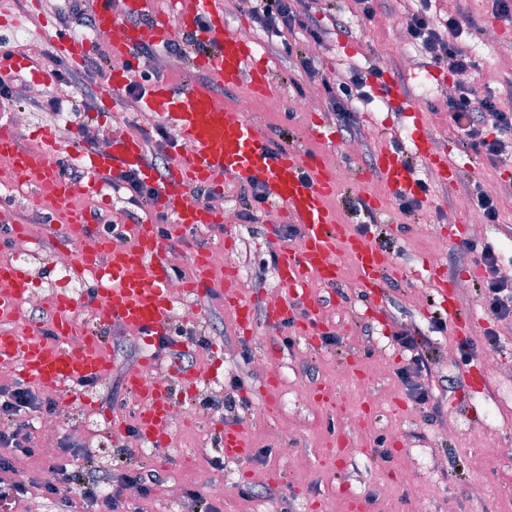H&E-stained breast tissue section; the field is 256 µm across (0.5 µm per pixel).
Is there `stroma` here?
I'll return each mask as SVG.
<instances>
[{
  "instance_id": "35a3bbf8",
  "label": "stroma",
  "mask_w": 512,
  "mask_h": 512,
  "mask_svg": "<svg viewBox=\"0 0 512 512\" xmlns=\"http://www.w3.org/2000/svg\"><path fill=\"white\" fill-rule=\"evenodd\" d=\"M58 5V0L36 5L11 0L20 21H1L0 40L19 50V24L30 38L39 39L43 25L59 24ZM336 7L350 33L333 35L327 47L319 49L322 69L332 76L351 66L374 65L383 73H398L412 91L425 92L436 109L425 112L424 128L434 146L455 162L459 177L454 185L435 179L431 167L420 161V210L403 214L391 200L384 211L368 212L364 197L380 198L385 190L372 179L363 191H355L358 173L371 168L382 144L411 149L413 128L387 113L377 98L357 113L354 132L339 131L332 143L313 137V124L330 121V113L323 107L298 111L292 103L301 96H319L317 84L305 78L301 90L289 85L288 61L256 30L249 6L236 0H226L224 26L252 29L259 58L267 60L282 87L283 106L271 110L266 99L251 96L243 87L223 91L222 96L225 105L241 108L270 141L314 153L334 169L336 193L328 205L339 223L353 229L370 225L372 245L408 271V278L388 281L375 313L368 316L360 305L357 274L346 266L338 288L311 285L320 337L309 341L287 332L271 316L270 306L281 301L274 255L285 244L282 231L290 220L282 209L257 203L256 222L239 221L237 215L245 207L240 184L225 182L224 223L187 233L186 245L166 251L162 259L179 280L193 276L191 254L199 247L208 250L216 266H235L241 272L238 293L253 309L252 329L237 325L217 288L202 296L184 294L174 307L172 330L196 345L194 355H181L138 334L126 335L117 325L103 328L108 372L77 394L53 393V423L33 419L41 453L27 460L28 470L40 471L44 453L69 437L85 444L113 477L140 469L159 474L149 502H142L135 486L123 491L127 505L145 503L147 512H188L190 490L223 512H512V320L489 312L483 290L475 286L472 262L457 259L458 242L448 234L454 225L477 247L492 244L499 256V275L512 285V200L505 203L501 223L480 229L468 212L457 208L472 177L489 191L507 192L512 162L494 169L465 149L443 110L452 76L416 43L408 45L410 64H403L395 53L398 38L391 22L404 14L399 0H389L388 8L377 11L370 23L357 16L353 0H337ZM467 8L480 28L463 33L462 44L479 64L475 89L484 95L512 80V67L503 63L512 54V23L493 14L490 0H468ZM489 27L498 30L497 43L487 41L484 31ZM12 121L20 126L17 141L23 147L39 146L40 133L47 128L59 145L71 148L83 126L89 145L101 151L109 149L113 130L151 143L161 124L155 113L131 109L124 102L106 111L98 99H86L79 87L56 84L15 104ZM1 195L10 196L11 202L5 208L6 220L0 222V259H16L32 277L30 299L14 317L13 328L27 332L46 321L45 305L56 293L74 295L81 322L93 326L87 286L74 290L60 279L59 269L71 263L72 251L57 241L44 221L52 204L32 210L28 194L0 183ZM71 204L86 211L101 232H118L128 243L146 217L145 208L129 201L123 189L104 199L79 195ZM17 224L24 232L11 236L10 228ZM434 273L453 285L463 310L477 313L478 332L447 329L448 316L430 279ZM401 328L433 353L420 377L433 391L424 405L397 376L411 357L392 338ZM487 328L497 332L496 346L486 344ZM327 336L335 337V344H324ZM149 356L157 361L151 377L165 381L171 391L172 417L163 446L145 455L138 451V404L124 378ZM178 366L207 371L216 391H206L201 382L193 387L180 384L173 374ZM300 384L310 386L309 398L297 395ZM367 388L374 397L370 403L364 399ZM115 415L124 417L129 427L114 439L107 427ZM228 425L237 428L251 448L247 460L225 458L219 433ZM285 425L291 428L286 435L280 432Z\"/></svg>"
}]
</instances>
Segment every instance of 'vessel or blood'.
I'll return each instance as SVG.
<instances>
[{
    "instance_id": "1",
    "label": "vessel or blood",
    "mask_w": 512,
    "mask_h": 512,
    "mask_svg": "<svg viewBox=\"0 0 512 512\" xmlns=\"http://www.w3.org/2000/svg\"><path fill=\"white\" fill-rule=\"evenodd\" d=\"M172 10L168 17L154 11L153 0H129L124 14L102 6L93 16L95 28L110 32L109 48L115 55H131L143 44H166L175 21L199 45L190 64L203 72V79H188L178 86L158 79L142 99L143 109L157 113L179 139L175 162L166 177H159L147 163L142 142L127 138L113 140L105 152L75 145L74 158L84 164L87 177L63 179L57 173V143L51 133H44L39 148H24L8 121L0 117V160L23 175L24 187L33 189L32 207H39L45 199L55 204L49 217L55 237L78 247L69 268L71 276L82 283H95L90 299L96 305L98 330L84 328L78 302L62 296L49 305V337L44 340L35 333L3 327V320L16 313L26 298L29 273L22 266L0 262V362L16 363L22 381L32 386L57 391L104 376L108 360L100 327L117 324L154 338L167 334L173 318V290L178 285L170 279L161 257L167 249L184 244L187 232L222 224L221 212L204 204L189 206L187 199L199 188L221 191L229 179L258 182L267 202L281 207L302 227L299 245L280 248L276 254L283 305L275 316L296 334L311 335L318 324L316 304L309 293L311 280L335 286L345 264H352L365 297L373 301L386 280L399 276L398 268L367 237L352 235L347 225L337 222L328 205L336 192V176L317 155L273 147L242 109L226 106L218 97L215 88L219 85L227 89L244 86L260 97L279 93L268 66L257 60L255 47L237 33L225 31L223 0H172ZM44 36L55 54L73 65L85 62L95 51L94 41L87 37L63 36L54 28ZM382 87L387 111L401 113L413 126H420L422 110L405 96L399 82L386 79ZM128 170L137 171L144 182L162 184L158 198L147 208L148 219L131 244L100 233L81 211L69 206L76 196L102 194L108 187L107 173ZM371 174L382 182L387 196L417 193L415 172L396 149L381 147ZM157 213L170 220L166 234L156 231L153 216ZM86 239L94 240L98 251L83 249ZM332 254L339 255V263L329 262ZM192 261L195 274L180 286L192 294L207 291L214 276L206 251L194 250ZM439 293L452 330L472 331L476 317L460 310L451 285L441 283ZM302 306L309 314L301 321L296 311ZM153 366V359H145L126 373L125 384L130 395L143 404L137 419L141 438L158 447L170 414V392L150 382ZM222 440L226 458L250 457L251 450L235 427L225 426Z\"/></svg>"
}]
</instances>
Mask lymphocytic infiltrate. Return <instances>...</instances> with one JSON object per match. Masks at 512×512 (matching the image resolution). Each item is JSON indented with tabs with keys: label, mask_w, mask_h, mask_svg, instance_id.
Segmentation results:
<instances>
[{
	"label": "lymphocytic infiltrate",
	"mask_w": 512,
	"mask_h": 512,
	"mask_svg": "<svg viewBox=\"0 0 512 512\" xmlns=\"http://www.w3.org/2000/svg\"><path fill=\"white\" fill-rule=\"evenodd\" d=\"M252 16L265 32L271 49L292 58L294 68L306 76H320L329 101V110L337 124L351 129L357 104L371 100L370 79L380 78L376 67L354 72L349 80L337 82L321 76L317 58L300 51L303 43L323 44L330 29H342L336 17L335 0H252ZM332 18L325 26L324 18ZM410 35L430 54L432 61L445 67L455 79V94L450 97L447 112L450 124L463 131V142L482 161L491 166L502 165L506 147L512 141V109L505 108L503 99H512V82L502 87L500 94L478 95L473 83L478 65L471 55L456 42L441 35V28L453 29L456 19H441L428 8L412 13ZM493 123L495 137H487L486 123ZM56 405L38 396L30 387L14 384L0 388V414L12 423L10 432L0 431V474L8 483L0 486V498L21 499L38 493L56 501L58 512H88L94 505L106 512H118L122 504L123 484L112 481L109 471L83 458L78 445L61 442L59 453L46 463L43 475L21 474V456L31 454L35 447L33 428L28 419L32 412H53Z\"/></svg>",
	"instance_id": "f902f5d3"
}]
</instances>
